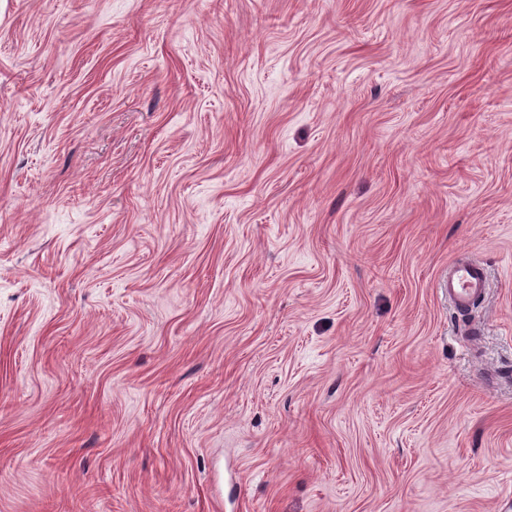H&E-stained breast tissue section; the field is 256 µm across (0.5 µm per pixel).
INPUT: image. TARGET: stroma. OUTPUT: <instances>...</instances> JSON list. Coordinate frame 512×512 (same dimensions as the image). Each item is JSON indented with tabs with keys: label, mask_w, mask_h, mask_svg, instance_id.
<instances>
[{
	"label": "stroma",
	"mask_w": 512,
	"mask_h": 512,
	"mask_svg": "<svg viewBox=\"0 0 512 512\" xmlns=\"http://www.w3.org/2000/svg\"><path fill=\"white\" fill-rule=\"evenodd\" d=\"M0 512H512V0H0ZM448 300L459 309L466 308L481 298L487 288L484 268L472 260L455 263L442 283Z\"/></svg>",
	"instance_id": "stroma-1"
}]
</instances>
